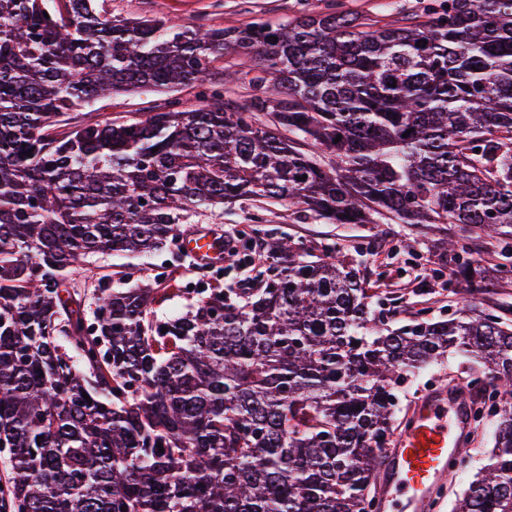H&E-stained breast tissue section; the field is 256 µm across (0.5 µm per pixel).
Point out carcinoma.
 <instances>
[{
    "instance_id": "cac0c4a2",
    "label": "carcinoma",
    "mask_w": 512,
    "mask_h": 512,
    "mask_svg": "<svg viewBox=\"0 0 512 512\" xmlns=\"http://www.w3.org/2000/svg\"><path fill=\"white\" fill-rule=\"evenodd\" d=\"M227 56L258 60L243 103L224 97ZM186 86L192 107L71 116ZM254 198L329 224L484 231L512 276V0H444L375 30L340 12L201 30L0 0V510L367 512L410 380L453 352L512 395L499 315L422 309L394 327L353 260L302 240L267 237L258 287L162 318L161 289L103 276L86 318L80 256L146 260L188 212ZM437 247L468 279L467 244ZM491 428L456 512H512L511 403Z\"/></svg>"
}]
</instances>
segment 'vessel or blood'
<instances>
[{"instance_id":"1","label":"vessel or blood","mask_w":512,"mask_h":512,"mask_svg":"<svg viewBox=\"0 0 512 512\" xmlns=\"http://www.w3.org/2000/svg\"><path fill=\"white\" fill-rule=\"evenodd\" d=\"M184 249L204 266L225 258L221 235L208 228L186 236ZM473 398L461 382H444L420 393L378 472L383 512H430L438 486L455 482L457 474L448 460L469 449L468 407Z\"/></svg>"}]
</instances>
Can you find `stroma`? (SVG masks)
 <instances>
[{
  "instance_id": "stroma-1",
  "label": "stroma",
  "mask_w": 512,
  "mask_h": 512,
  "mask_svg": "<svg viewBox=\"0 0 512 512\" xmlns=\"http://www.w3.org/2000/svg\"><path fill=\"white\" fill-rule=\"evenodd\" d=\"M429 0H104L103 7L115 18L165 16L192 26L240 27L253 19L274 23L289 21L304 12H321L328 5L377 24H397L421 15ZM160 92H137L96 101L92 111L115 118L131 112H146L163 103ZM217 225L231 235L249 237L251 244L262 245L266 233L277 237H302L313 242L318 252L348 253L361 264V273L374 294L398 319L427 309L437 318L452 317L459 306L493 308L512 322V281L498 278L494 266L499 258L478 232H464L461 226H444L442 237L455 240L467 237L471 258L481 273L473 285L452 280L449 271L437 270L433 243L415 228L388 218L374 224H329L286 201H246L225 207L223 214L197 211L189 213L188 227ZM164 265L169 271L162 285L163 302L156 307L160 316L181 312L196 301L189 285L212 288H251L256 284L257 265L237 266L222 263L202 268L184 260L176 252H157L151 263L140 260L91 254L82 259L74 273L75 288L85 293L86 310H93L92 293L101 276L108 275L116 287L154 283L153 268Z\"/></svg>"
}]
</instances>
